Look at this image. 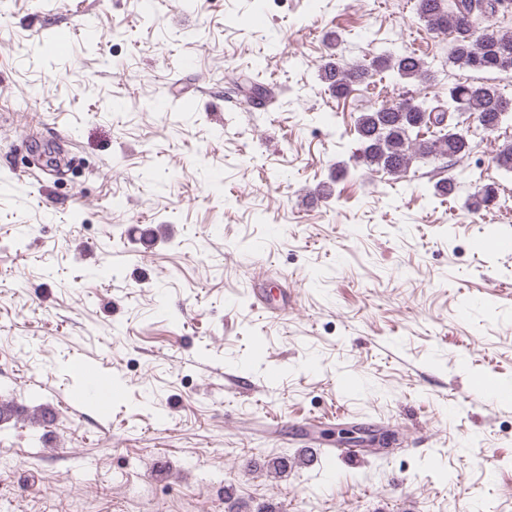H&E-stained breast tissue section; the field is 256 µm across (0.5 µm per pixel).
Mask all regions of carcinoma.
I'll return each mask as SVG.
<instances>
[{"instance_id": "obj_1", "label": "carcinoma", "mask_w": 512, "mask_h": 512, "mask_svg": "<svg viewBox=\"0 0 512 512\" xmlns=\"http://www.w3.org/2000/svg\"><path fill=\"white\" fill-rule=\"evenodd\" d=\"M469 0H417L418 18L436 33L454 35L452 58L460 66L480 72L512 71V31L483 25L504 10L505 0H485V8L473 13ZM331 50L319 70L320 80L337 98H347L355 87L377 73H390L403 83L431 80L423 58L414 53L384 51L366 64L350 63L337 53L339 37H325ZM474 117L476 127L493 133L512 122V101L492 84L475 85L459 81L448 88L447 96L433 93L423 98L404 97L362 112L354 130L360 144L357 159L367 169L401 176L415 162H451L470 153L471 144L459 130L454 116ZM422 134L429 135L418 140ZM497 167L512 172V139H506L494 158ZM457 176L450 173L433 185V196L454 193ZM497 189L493 184L479 188L468 200L478 211L493 203Z\"/></svg>"}]
</instances>
